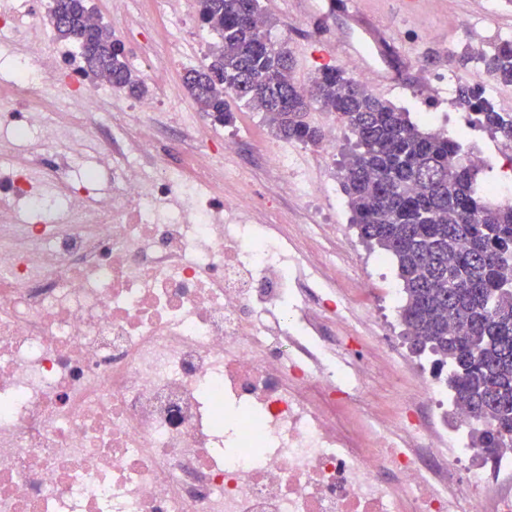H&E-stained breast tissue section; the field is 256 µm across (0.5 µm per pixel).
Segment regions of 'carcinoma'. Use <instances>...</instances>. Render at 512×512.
Wrapping results in <instances>:
<instances>
[{
    "mask_svg": "<svg viewBox=\"0 0 512 512\" xmlns=\"http://www.w3.org/2000/svg\"><path fill=\"white\" fill-rule=\"evenodd\" d=\"M199 19L220 38L206 66L184 84L199 110L219 125L233 107L264 114L276 137L316 146L322 127L309 120L318 106L355 138L342 187L361 239L392 260L401 282L399 316L415 353L448 369L455 399L486 424L471 435L481 448H512V206L487 203L485 183L470 165L464 134H430L409 112L347 79L336 66L302 88L292 77L285 42L257 24L261 0H197ZM58 38L80 50L84 72L105 77L134 98L147 86L124 61L123 44L89 22L86 0H53ZM479 63L512 84V46L496 45ZM458 100L477 112L489 133L512 139V117L473 88Z\"/></svg>",
    "mask_w": 512,
    "mask_h": 512,
    "instance_id": "1",
    "label": "carcinoma"
}]
</instances>
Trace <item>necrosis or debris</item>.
Instances as JSON below:
<instances>
[{
	"label": "necrosis or debris",
	"instance_id": "1",
	"mask_svg": "<svg viewBox=\"0 0 512 512\" xmlns=\"http://www.w3.org/2000/svg\"><path fill=\"white\" fill-rule=\"evenodd\" d=\"M50 26L37 0H0V36L40 61L11 97L74 115L64 129L0 109V512H512V452L485 468L447 379L353 353L384 342L370 280L338 287L307 248L315 225L256 223L212 127L168 111L165 91L113 114L98 168L67 181L106 83L42 61ZM34 131L53 169L38 153L3 165ZM304 155L270 148L269 206L287 192L336 206ZM502 157L512 144L493 136L472 154L494 205L512 204Z\"/></svg>",
	"mask_w": 512,
	"mask_h": 512
}]
</instances>
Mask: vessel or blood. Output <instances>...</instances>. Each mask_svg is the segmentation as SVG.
<instances>
[{
	"label": "vessel or blood",
	"instance_id": "vessel-or-blood-1",
	"mask_svg": "<svg viewBox=\"0 0 512 512\" xmlns=\"http://www.w3.org/2000/svg\"><path fill=\"white\" fill-rule=\"evenodd\" d=\"M348 12L352 27L361 33L360 40L330 39L323 44L324 52L336 58H346L361 69L373 72L379 83H397L401 78V72L385 60L387 39L384 30L362 10L353 9Z\"/></svg>",
	"mask_w": 512,
	"mask_h": 512
}]
</instances>
